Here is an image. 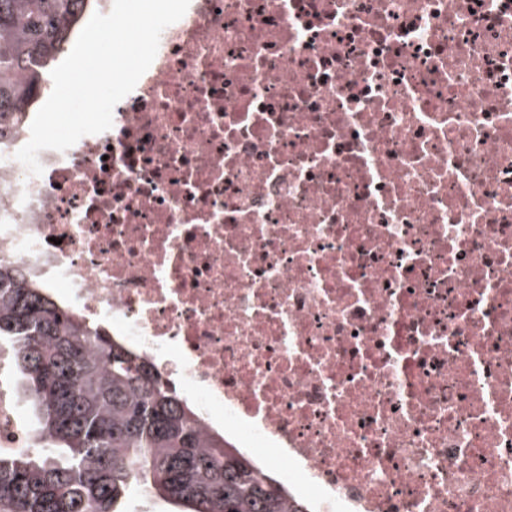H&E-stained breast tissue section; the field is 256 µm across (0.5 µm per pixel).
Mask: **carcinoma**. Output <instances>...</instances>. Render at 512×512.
I'll return each instance as SVG.
<instances>
[{"label":"carcinoma","mask_w":512,"mask_h":512,"mask_svg":"<svg viewBox=\"0 0 512 512\" xmlns=\"http://www.w3.org/2000/svg\"><path fill=\"white\" fill-rule=\"evenodd\" d=\"M97 0H0V134L26 121ZM32 420L31 446L0 450V512H309L140 351L89 327L20 267L0 261V347Z\"/></svg>","instance_id":"1"}]
</instances>
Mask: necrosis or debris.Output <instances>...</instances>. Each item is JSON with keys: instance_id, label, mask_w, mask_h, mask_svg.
Returning a JSON list of instances; mask_svg holds the SVG:
<instances>
[{"instance_id": "necrosis-or-debris-1", "label": "necrosis or debris", "mask_w": 512, "mask_h": 512, "mask_svg": "<svg viewBox=\"0 0 512 512\" xmlns=\"http://www.w3.org/2000/svg\"><path fill=\"white\" fill-rule=\"evenodd\" d=\"M29 137L0 258L204 432L310 512H512V0H190L111 129Z\"/></svg>"}]
</instances>
